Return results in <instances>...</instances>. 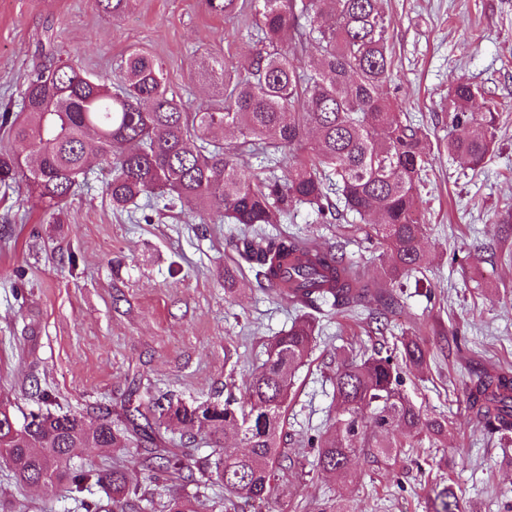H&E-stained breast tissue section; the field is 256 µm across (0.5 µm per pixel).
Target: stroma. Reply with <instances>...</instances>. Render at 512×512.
I'll use <instances>...</instances> for the list:
<instances>
[{"mask_svg": "<svg viewBox=\"0 0 512 512\" xmlns=\"http://www.w3.org/2000/svg\"><path fill=\"white\" fill-rule=\"evenodd\" d=\"M395 56L385 96L415 113L433 145L417 204L428 235L419 287L398 291L384 334L366 323L378 302L344 314H316L318 336L293 379L284 416L285 444L303 463L281 475L275 496L244 512H322L345 496L351 512H435L436 492L454 494L459 512H506L512 505V440L487 434L471 418L462 382L472 369L512 372V0H384ZM249 17L226 19L206 0H138L115 21L92 0H0V108L19 106L52 29L59 57L119 83L124 61L143 49L164 68L170 93L188 110L208 104L200 62L224 59L242 70L257 44ZM482 86L505 108L494 151L478 169L448 154L450 93L459 80ZM111 174L92 161L72 192L63 223L19 190L0 201V399L16 425L39 412L148 414L171 404L194 407L240 398L266 358L268 340L303 311L262 292L233 243L242 229L155 205L148 221L114 209ZM303 206L270 233L335 245L365 280L383 285L378 262L353 237L359 219L329 224ZM237 286L224 289L225 269ZM418 337L422 369L404 373L405 398L422 419L444 417L437 445L423 443L377 471L354 456L348 480L306 471L309 441L336 413L331 379L344 345H393ZM205 436L191 449L200 512H220L223 486L206 479ZM143 450L88 448L73 466H120L161 512L165 485L147 480ZM66 482L17 483L0 461V512H72Z\"/></svg>", "mask_w": 512, "mask_h": 512, "instance_id": "obj_1", "label": "stroma"}]
</instances>
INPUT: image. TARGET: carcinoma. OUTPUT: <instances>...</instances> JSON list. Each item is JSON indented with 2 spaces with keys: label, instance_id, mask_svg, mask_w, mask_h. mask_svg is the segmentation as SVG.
Listing matches in <instances>:
<instances>
[{
  "label": "carcinoma",
  "instance_id": "1",
  "mask_svg": "<svg viewBox=\"0 0 512 512\" xmlns=\"http://www.w3.org/2000/svg\"><path fill=\"white\" fill-rule=\"evenodd\" d=\"M137 0H93L94 7L120 20ZM210 9L233 18L250 7L263 33L262 47L247 65L248 75L224 81V61L200 63L201 82L212 86L215 102L194 112L170 95L163 66L142 50L125 62L122 86L55 58L52 36L40 42L45 63L28 83L23 110L0 112V131L23 144L30 160L0 146L3 198L25 187L45 211L60 220L73 188L84 175L88 147L111 169L112 206L123 209L141 197L177 201L191 213L204 211L244 227L237 249L269 286L286 298L280 284L299 283L311 309L360 305L371 284L353 272L335 248L319 247L294 236L247 231L280 224L300 204L316 208L322 220L336 219L325 205L332 194L359 216L378 215L362 241L380 251L385 278L394 288L417 279L424 258L426 223L416 209L431 146L418 133L410 113L385 97L393 56L390 22L382 0H207ZM319 20L305 28L300 20ZM311 54V69L299 73L291 55ZM479 87L460 82L451 96L453 136L448 152L478 167L493 151L499 104L484 101ZM235 128L237 146L211 144L219 130ZM257 147L271 167L288 154L287 175L275 171L258 179L239 161L243 148ZM315 325L295 323L267 347V360L236 402L200 405L190 412L170 405L160 417L177 421L187 439L205 433L215 445L227 436L247 448L208 460L230 496L227 509L238 512L234 498L266 501L279 473L295 466L280 448L279 431L296 370L309 357ZM402 362L419 369L425 351L417 339L402 343ZM400 367L390 354L361 351L336 369L337 414L326 432L311 440L317 467L339 478L348 474L351 457L365 455L381 469L401 452L407 439L426 430L435 439L446 430L438 419L422 423L420 412L401 394ZM467 403L489 433H512V374L476 371L465 383ZM146 448L150 478L177 482L188 468V451L165 447L139 407L125 410L123 427L103 415L87 423L70 413L38 414L18 428L0 413V459L26 484L66 481L81 512H142L140 487L117 469H70L86 448ZM107 490L109 505L85 496L92 486Z\"/></svg>",
  "mask_w": 512,
  "mask_h": 512
}]
</instances>
